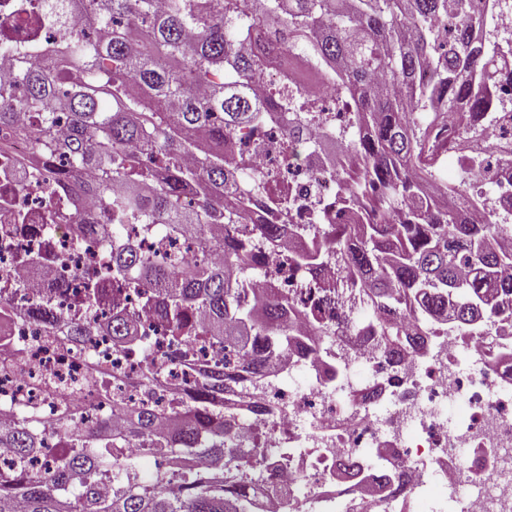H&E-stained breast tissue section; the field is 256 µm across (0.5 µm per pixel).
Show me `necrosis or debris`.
I'll list each match as a JSON object with an SVG mask.
<instances>
[{"label":"necrosis or debris","instance_id":"necrosis-or-debris-1","mask_svg":"<svg viewBox=\"0 0 512 512\" xmlns=\"http://www.w3.org/2000/svg\"><path fill=\"white\" fill-rule=\"evenodd\" d=\"M31 125L21 113L0 124V275L24 284L0 307V421L17 420L28 405L40 409V438L49 457H63L56 392H64L75 421L89 424L111 410L99 404L89 383L91 365L104 367L117 399H143L137 383L142 352L167 369L168 389L187 394L194 364L213 353L198 341H168L159 302L137 290L123 292L122 307L140 315L142 350L113 348L109 336L54 337L85 320L104 323L111 302L79 303L80 288L110 256L99 227L110 213L84 206L79 218L46 223L47 208L64 205L74 186L51 181L17 188L20 173L41 168L24 136ZM322 156L298 164L285 178L282 197L259 198L260 210L307 223L312 213L335 207L336 187L325 177ZM346 359L316 363L296 351L272 377V388L227 404L241 438L265 448L259 472L263 512H412L424 475L447 493L448 512H512V372L487 364L485 341L449 337L430 363L403 353L398 365L383 359L364 327L344 332Z\"/></svg>","mask_w":512,"mask_h":512}]
</instances>
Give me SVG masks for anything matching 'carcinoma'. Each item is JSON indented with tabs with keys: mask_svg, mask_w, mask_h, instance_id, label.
<instances>
[{
	"mask_svg": "<svg viewBox=\"0 0 512 512\" xmlns=\"http://www.w3.org/2000/svg\"><path fill=\"white\" fill-rule=\"evenodd\" d=\"M85 1L110 29L103 41L65 26ZM44 9L58 25L52 66L36 60L41 50L0 40V62L12 72L0 83V123L14 109L30 114L44 159L37 178L79 181L113 217L102 225L116 242L112 262L86 285V303L110 287L157 289L169 338L200 341L224 360L165 405H117L121 423L110 434L74 425L60 399L66 454L42 470H28L42 451L37 409L1 423L0 454L14 470L0 472V512H255L260 449L238 438L224 402L249 395L290 359L289 309L300 307L324 334L331 320L319 304L272 286L248 295L262 249L284 252L302 287L319 292L328 287L320 271L335 265L346 287L336 334L366 300L380 314L375 346L389 359L408 344L403 316L421 336H491L489 353L512 358V249L498 241L512 224L473 223L461 188L445 187L456 204L424 194L436 166L430 124L416 118L451 117L464 134L486 129L501 104L486 62L485 45H498L487 10L470 13L466 0H44ZM251 38L255 48H241ZM290 52L321 74L318 98H260L271 61ZM323 97L346 106L342 124L325 131L314 116ZM285 116L289 160L301 147L319 151L324 138L345 141L348 164L332 171L336 208L359 210L358 222L335 224L324 210L316 224L242 223L266 182L241 189L247 168L236 137ZM122 224L190 238L198 250L175 266L160 263L117 231ZM138 320L120 309L103 330L116 347L138 350ZM89 376L99 401H113L102 370L94 365ZM140 381L161 390L166 368L146 356ZM135 452L162 459L153 477ZM199 454L210 460L203 474L190 465ZM103 481L112 483L107 497Z\"/></svg>",
	"mask_w": 512,
	"mask_h": 512,
	"instance_id": "obj_1",
	"label": "carcinoma"
}]
</instances>
